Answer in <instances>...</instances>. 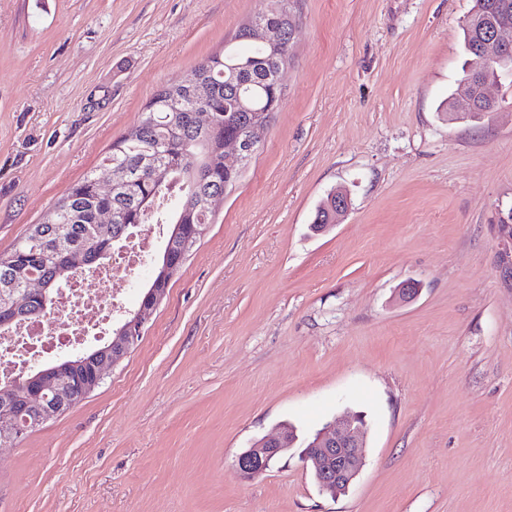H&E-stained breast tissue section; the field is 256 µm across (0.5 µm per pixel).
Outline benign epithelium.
<instances>
[{
  "mask_svg": "<svg viewBox=\"0 0 512 512\" xmlns=\"http://www.w3.org/2000/svg\"><path fill=\"white\" fill-rule=\"evenodd\" d=\"M277 6L263 10L246 25L247 39L265 46L271 51L275 63L273 88L276 90L274 102L263 111L262 116L250 119L243 130L235 134L224 135V163L230 166H242L260 149L263 135L272 114L279 109L282 99L280 76L290 63L289 52L284 50L285 31L295 32L290 23V15L283 8V0H276ZM477 70L494 71L506 77H512V26L496 24L486 27L478 49ZM186 86L196 101L194 120L197 126L208 132L214 126V118L204 107L208 95L207 87L195 74L189 75ZM485 84L475 83L469 75L462 81L459 105L464 116L473 111L474 99H487ZM104 172L109 177V188H119L128 179V171L121 165H105ZM68 227L60 224L56 228L57 251L65 266L81 271L94 272L91 265L107 257L105 251H95L93 256L68 253L66 239ZM161 275L148 288L146 303L132 313L129 322L113 331L111 341L103 348L71 355L65 361L52 365L38 366L30 370L26 380L20 386L11 387L10 396L0 402V444H13L27 432L55 418L72 393L66 390V375L72 368L92 365L94 379L83 385L82 392L90 391L103 379L105 371L119 363L138 342L154 310L166 294L162 288L168 274L174 267L171 261L170 245H165L160 260ZM56 290L50 283L35 276L23 277L20 284L9 294L0 298V332H10L17 321L32 314L31 301L39 299L43 308L53 310ZM360 417L348 416L338 424H330L319 431L316 440L303 452L300 459L303 465L317 468V480L320 489L333 496L349 489L359 474L364 456L365 434L359 423ZM296 442L295 432L281 428L275 437H264L244 450L236 459L241 474L252 478L266 471L280 457L285 456Z\"/></svg>",
  "mask_w": 512,
  "mask_h": 512,
  "instance_id": "1",
  "label": "benign epithelium"
}]
</instances>
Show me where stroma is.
Returning <instances> with one entry per match:
<instances>
[{"label": "stroma", "mask_w": 512, "mask_h": 512, "mask_svg": "<svg viewBox=\"0 0 512 512\" xmlns=\"http://www.w3.org/2000/svg\"><path fill=\"white\" fill-rule=\"evenodd\" d=\"M265 0H0V253L164 85ZM473 0H294L284 98L142 340L79 404L0 446V512H512V82L475 123ZM351 208L325 233L319 205ZM406 281L417 297L399 301ZM368 425L345 494L297 451L235 461L288 422ZM486 82H482L481 84L475 83L474 75H468L462 81V90L460 93V100L458 101L462 110H464V116L468 117L469 114L473 111V103L476 97H480L481 99L487 101L485 106H481L477 112H485L490 113L497 111L496 106L492 104V102L487 98L484 92ZM490 102V103H488ZM332 194H330L331 196ZM318 208L317 213L315 214L314 224H311L310 230L314 234L323 233L328 227L337 222V218L346 213L349 209L350 199L348 194L339 189L336 190V213L334 214V219L332 220V224L329 223V198Z\"/></svg>", "instance_id": "obj_1"}]
</instances>
